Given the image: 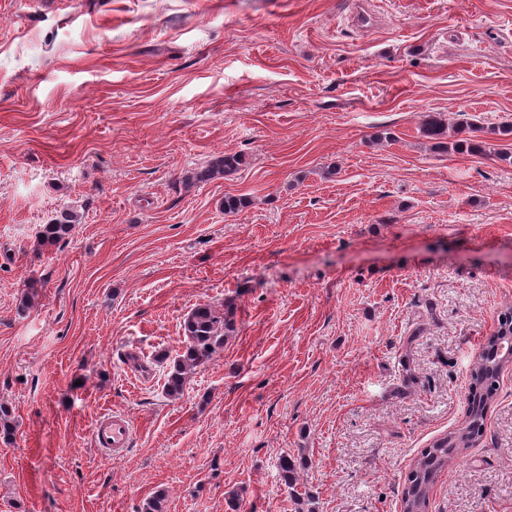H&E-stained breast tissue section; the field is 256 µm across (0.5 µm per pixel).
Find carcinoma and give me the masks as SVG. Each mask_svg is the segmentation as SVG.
Here are the masks:
<instances>
[{
  "label": "carcinoma",
  "mask_w": 512,
  "mask_h": 512,
  "mask_svg": "<svg viewBox=\"0 0 512 512\" xmlns=\"http://www.w3.org/2000/svg\"><path fill=\"white\" fill-rule=\"evenodd\" d=\"M424 136L436 141V147L444 152L492 154L490 144L465 137L448 144V125L440 117L432 114L424 116L421 124ZM243 159L237 154H224V157L195 173L194 180L204 182L217 174L229 175L239 169ZM79 223V216L70 210L60 211L48 224L44 225L39 243L52 247L65 240ZM234 330L232 307L224 306L220 312L209 303H199L186 315L182 323L184 350L170 366L164 389L171 397L183 390L185 372L191 367L212 361L224 348V336ZM497 341L490 337L472 369V377L467 399L465 426L457 432L442 437L424 449L408 473L402 492L403 512H428L431 489L442 470L448 467L462 451L469 447L481 433L488 402L495 390L501 357L496 350ZM304 462L285 454L277 463L279 480L288 489H294L298 481V470ZM166 495L159 491L142 503L138 512H167Z\"/></svg>",
  "instance_id": "cac0c4a2"
}]
</instances>
